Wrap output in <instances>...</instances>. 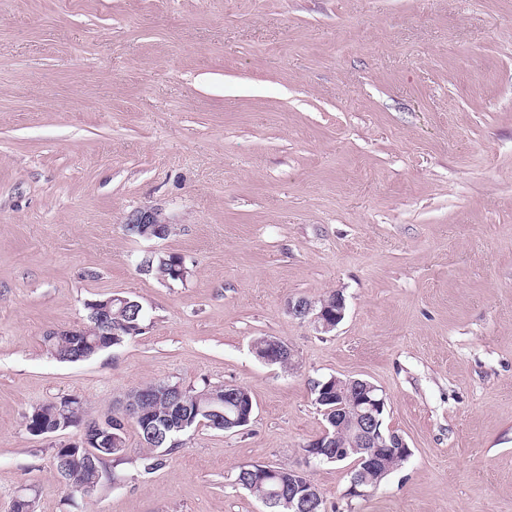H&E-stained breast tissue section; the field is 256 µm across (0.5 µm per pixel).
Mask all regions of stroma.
I'll return each mask as SVG.
<instances>
[{"label":"stroma","instance_id":"35a3bbf8","mask_svg":"<svg viewBox=\"0 0 512 512\" xmlns=\"http://www.w3.org/2000/svg\"><path fill=\"white\" fill-rule=\"evenodd\" d=\"M144 206L174 233L128 235ZM172 253L185 281L139 273ZM332 291L334 331L288 316ZM113 294L141 335L48 354ZM330 375L376 385L411 454L365 497L312 465L328 512H512V0H0V512H265L234 474L303 465ZM159 381L244 387L252 420L150 474L128 429L114 483L68 494L75 430L24 414ZM85 327H81L78 329H67V330H59V331H51L49 332L50 336H45L44 342L50 351V353L61 362H79L84 361L83 356L87 354L85 352H80L78 349L72 347L69 340L61 337L51 339V336H83Z\"/></svg>","mask_w":512,"mask_h":512}]
</instances>
